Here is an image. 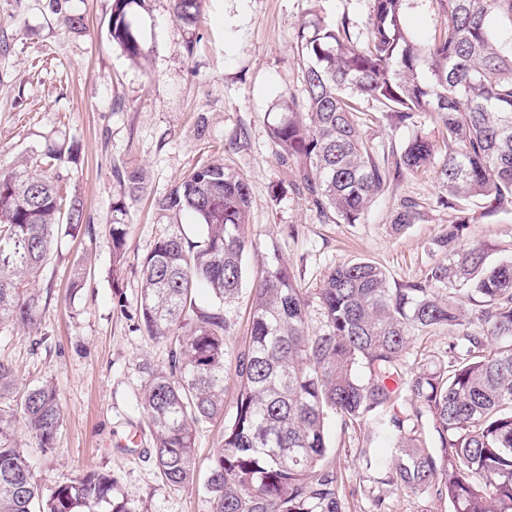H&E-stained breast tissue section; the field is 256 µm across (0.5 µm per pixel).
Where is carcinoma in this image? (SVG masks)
I'll return each instance as SVG.
<instances>
[{"label": "carcinoma", "instance_id": "cac0c4a2", "mask_svg": "<svg viewBox=\"0 0 512 512\" xmlns=\"http://www.w3.org/2000/svg\"><path fill=\"white\" fill-rule=\"evenodd\" d=\"M146 0H112L109 36L128 59L147 58L131 14ZM188 28L202 0H171ZM363 47L348 23L317 13L297 32L303 95L289 98L270 126L276 154L296 164L321 218L356 224L392 179L431 168L440 203L458 212L431 250L441 259L415 282L392 287L367 260L329 267L315 288L296 281L283 253H263L246 234L250 192L223 163L194 167L157 201L189 212L197 239L166 230L139 264L137 329L165 344L167 363L136 362L137 402L153 435L162 478L182 486L193 476L196 429L224 421L222 445L205 484L209 512H343L330 459L327 421L372 420L391 436L384 484L405 494L429 491L453 512H512V259L492 261L479 240H463L470 223L457 199L488 201L485 214L512 207V49L495 30L512 0H435L439 33L417 44L404 24L407 0H372ZM53 10L73 30L84 18L61 0ZM407 125L428 114L442 126L443 149L422 133L378 160L363 139L359 106ZM78 147L45 150L34 163L0 170V326L34 329L47 300L36 281L61 236L85 228L84 203L59 171ZM123 194L144 190L141 170L116 167ZM405 200L393 219L400 232L416 223ZM112 259L124 260L126 228L111 224ZM256 258L249 340L230 342L245 259ZM210 291L196 305L199 286ZM448 332L445 360L402 368L422 332ZM236 383L234 410L224 411V373ZM13 367L0 361V512H78L89 502L135 512L115 496L116 481L90 474L45 490L21 443L22 424L44 452L63 423L56 387L46 381L14 397ZM406 398L411 412L395 410Z\"/></svg>", "mask_w": 512, "mask_h": 512}]
</instances>
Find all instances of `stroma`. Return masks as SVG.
Listing matches in <instances>:
<instances>
[{"label":"stroma","mask_w":512,"mask_h":512,"mask_svg":"<svg viewBox=\"0 0 512 512\" xmlns=\"http://www.w3.org/2000/svg\"><path fill=\"white\" fill-rule=\"evenodd\" d=\"M83 16L74 31L47 0H0V160L36 159L48 144L76 142L78 164H63L85 206L91 235L64 237L40 280L51 301L38 332L0 329V359L21 382L54 381L64 422L53 451L44 453L23 436L42 485L66 484L92 472L111 475L117 496L137 512H208L204 483L224 424L199 427L192 482L173 487L161 477L148 424L136 409L132 368L139 358L166 360L163 345L133 331L140 290L139 261L170 224L195 235L190 215L161 211L157 200L194 166L219 157L247 182L248 232L261 246L277 244L302 286L312 288L330 266L367 259L391 282L420 280L432 261V238L456 216L442 207L432 170L394 179L359 223L326 222L281 163L268 135L284 100L301 93L296 35L310 10L327 22L347 20L352 38L364 42L372 0H205L200 23L188 32L170 0H149L131 18L150 49L143 63L130 61L107 38L112 0H69ZM406 26L419 43L439 28L434 0H408ZM414 128H394L374 103H362L360 129L375 151L404 147L412 130L441 145L428 116ZM117 167L139 168L146 188L127 201L112 176ZM284 186L273 198L274 186ZM419 203L416 224L394 232L401 201ZM127 229V261L112 268V221ZM465 238L484 242L493 256H512V213L483 216L470 210ZM94 256L84 288L70 281L85 252ZM332 457L346 494V512H376L385 497L390 512H450L431 493L390 492L385 466L359 462L361 449L381 445L370 422L329 429Z\"/></svg>","instance_id":"stroma-1"}]
</instances>
